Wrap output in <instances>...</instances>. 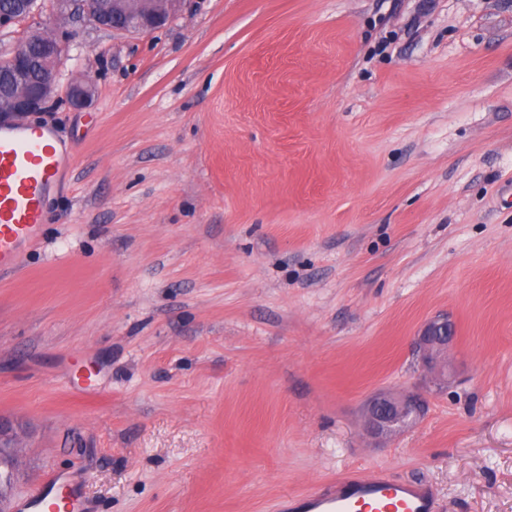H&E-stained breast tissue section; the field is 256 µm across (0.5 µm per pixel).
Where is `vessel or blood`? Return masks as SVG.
I'll return each instance as SVG.
<instances>
[{
	"label": "vessel or blood",
	"instance_id": "b4317fda",
	"mask_svg": "<svg viewBox=\"0 0 512 512\" xmlns=\"http://www.w3.org/2000/svg\"><path fill=\"white\" fill-rule=\"evenodd\" d=\"M74 164L50 124H0V270L16 268L35 245L46 221V204ZM439 512L433 489L422 482L385 476L351 479L329 491L307 494L305 512ZM17 512H91L92 505L68 474L50 470L36 492L24 494Z\"/></svg>",
	"mask_w": 512,
	"mask_h": 512
}]
</instances>
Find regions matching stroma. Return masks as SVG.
<instances>
[{
    "instance_id": "35a3bbf8",
    "label": "stroma",
    "mask_w": 512,
    "mask_h": 512,
    "mask_svg": "<svg viewBox=\"0 0 512 512\" xmlns=\"http://www.w3.org/2000/svg\"><path fill=\"white\" fill-rule=\"evenodd\" d=\"M51 123L76 155L0 274V416L17 494L47 469L96 512H273L350 473L512 512V0H188L152 32L53 0ZM447 389L375 440L368 398ZM94 94V85L86 77L73 80L67 86L66 96L75 107H81L88 103ZM455 336L452 322L445 317L427 320L415 338V348L424 366L432 371L436 385L448 382V346Z\"/></svg>"
}]
</instances>
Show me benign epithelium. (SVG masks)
<instances>
[{"label":"benign epithelium","instance_id":"obj_1","mask_svg":"<svg viewBox=\"0 0 512 512\" xmlns=\"http://www.w3.org/2000/svg\"><path fill=\"white\" fill-rule=\"evenodd\" d=\"M185 0H89L86 11L98 27L127 32H147L164 26L182 7ZM69 39L63 28L50 34H35L9 57L12 72L20 71L19 61L27 54L28 45L41 46L38 80L29 83L5 75L0 82V121H21L32 114L45 111L59 93L60 64ZM94 85L86 77L73 80L66 96L75 107L88 103ZM455 336L452 322L445 317L427 320L415 338V348L424 366L432 371L436 385L448 382V346ZM423 412L418 392L393 394L379 391L367 404L366 428L373 435L390 436L410 428ZM0 448L15 451L17 433L12 422L0 418ZM18 480L14 459H0V512H10L12 491Z\"/></svg>","mask_w":512,"mask_h":512}]
</instances>
